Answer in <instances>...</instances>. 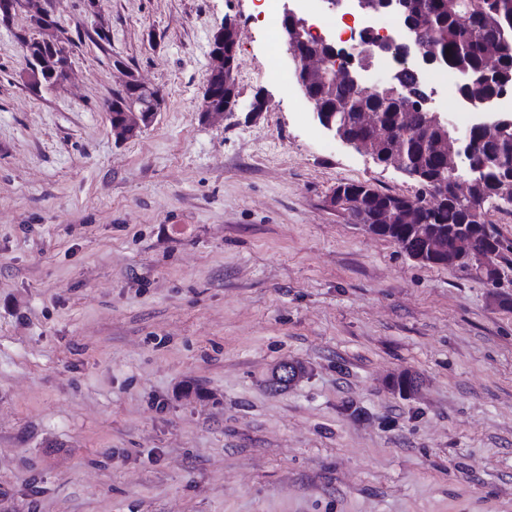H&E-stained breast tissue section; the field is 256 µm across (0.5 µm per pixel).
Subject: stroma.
I'll list each match as a JSON object with an SVG mask.
<instances>
[{
    "label": "stroma",
    "instance_id": "obj_1",
    "mask_svg": "<svg viewBox=\"0 0 512 512\" xmlns=\"http://www.w3.org/2000/svg\"><path fill=\"white\" fill-rule=\"evenodd\" d=\"M42 5L73 43L41 95L0 26V512H512V283L327 207L419 186L268 77L257 0ZM228 18L243 110L209 122ZM118 60L165 98L123 142ZM326 202L331 210L343 212L347 215L353 214L363 208L360 193L345 192V188L339 186H336L330 192Z\"/></svg>",
    "mask_w": 512,
    "mask_h": 512
}]
</instances>
